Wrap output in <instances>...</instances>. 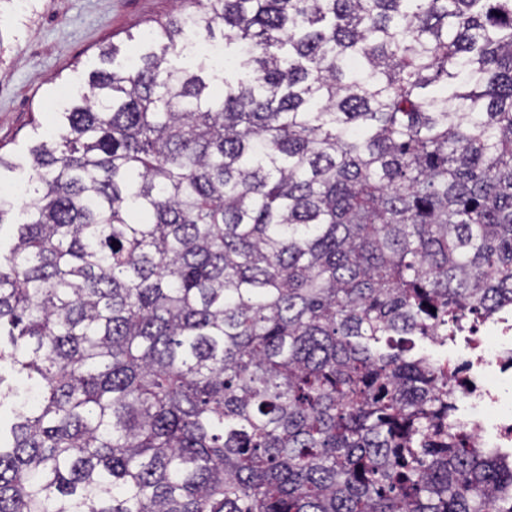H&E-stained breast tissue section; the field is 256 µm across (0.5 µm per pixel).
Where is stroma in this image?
<instances>
[{"label": "stroma", "instance_id": "obj_1", "mask_svg": "<svg viewBox=\"0 0 512 512\" xmlns=\"http://www.w3.org/2000/svg\"><path fill=\"white\" fill-rule=\"evenodd\" d=\"M190 0H0V152L18 165L0 197L27 179L28 148L53 127L49 88L69 94L99 63L101 46L127 44Z\"/></svg>", "mask_w": 512, "mask_h": 512}]
</instances>
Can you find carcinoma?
<instances>
[{
    "mask_svg": "<svg viewBox=\"0 0 512 512\" xmlns=\"http://www.w3.org/2000/svg\"><path fill=\"white\" fill-rule=\"evenodd\" d=\"M193 2L29 148L0 512H512L437 358L512 312V0Z\"/></svg>",
    "mask_w": 512,
    "mask_h": 512,
    "instance_id": "carcinoma-1",
    "label": "carcinoma"
}]
</instances>
